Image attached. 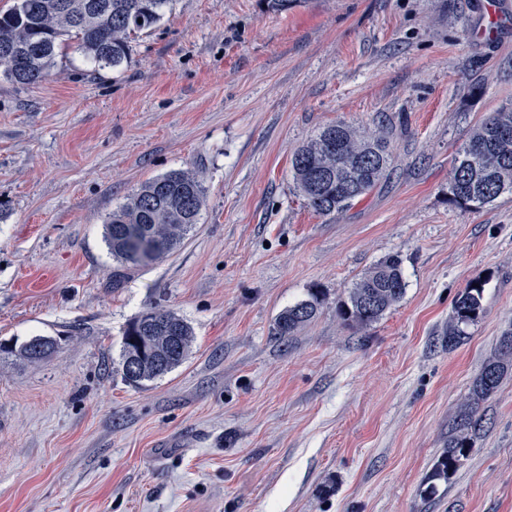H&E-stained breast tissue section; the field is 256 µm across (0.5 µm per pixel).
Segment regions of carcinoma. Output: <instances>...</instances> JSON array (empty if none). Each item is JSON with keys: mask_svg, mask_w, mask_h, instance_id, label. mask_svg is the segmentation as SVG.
<instances>
[{"mask_svg": "<svg viewBox=\"0 0 512 512\" xmlns=\"http://www.w3.org/2000/svg\"><path fill=\"white\" fill-rule=\"evenodd\" d=\"M64 3L65 8L57 7ZM169 0H15L0 13V50L22 48L23 60L15 72L0 69V76L17 84H32L52 74L57 49L74 40L84 57L99 68L117 70L128 62L131 42L155 30ZM389 144L383 131H360L344 123L321 128L291 159L293 181L307 206L331 216L350 207L376 189L388 176ZM512 193V104L503 105L469 134L460 146L448 182V201L463 209L477 210ZM202 176L175 170L158 176L133 193L112 211L105 224V241L112 257L126 269L148 266L174 253L198 223L205 202ZM406 282L402 259L385 257L348 289L336 313L342 325L364 328L380 319L404 296ZM320 288L309 289L301 300L278 317L275 335L285 339L310 323L322 302ZM483 287L468 285L455 301L448 321V347L467 336V328L483 311ZM193 328L171 310L151 308L126 328L121 351L124 380L133 386L161 377L180 367L189 357ZM55 341L34 336L19 345L12 343L1 354L30 363L46 359ZM130 358L138 371H126ZM512 367V331L498 343L497 356L477 375L471 401L457 419L448 450L434 464L424 482V494L437 483L447 482L472 450L482 428L479 403L500 386Z\"/></svg>", "mask_w": 512, "mask_h": 512, "instance_id": "carcinoma-1", "label": "carcinoma"}]
</instances>
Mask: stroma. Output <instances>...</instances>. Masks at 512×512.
Returning <instances> with one entry per match:
<instances>
[{
    "mask_svg": "<svg viewBox=\"0 0 512 512\" xmlns=\"http://www.w3.org/2000/svg\"><path fill=\"white\" fill-rule=\"evenodd\" d=\"M510 102L512 0H173L121 70L72 42L46 79L0 80V342H59L0 358V512H512V370L456 474L420 495L512 330V194L448 202L457 149ZM336 122L383 129L392 164L323 217L290 160ZM174 170L203 177L198 224L118 275L108 216ZM391 254L403 298L343 326L337 302ZM474 281L483 313L449 348ZM312 288L317 317L280 342ZM154 306L191 325L192 353L135 388L123 334ZM323 295L320 288L309 289L307 299L289 306L279 315L275 335L283 339L288 338L310 323L317 315ZM0 347L1 355H11L30 363H38L46 359L53 352L55 341L50 337L34 336L19 345H17V343H11L7 348L2 349V343H0ZM38 347H40V349H38Z\"/></svg>",
    "mask_w": 512,
    "mask_h": 512,
    "instance_id": "stroma-1",
    "label": "stroma"
}]
</instances>
